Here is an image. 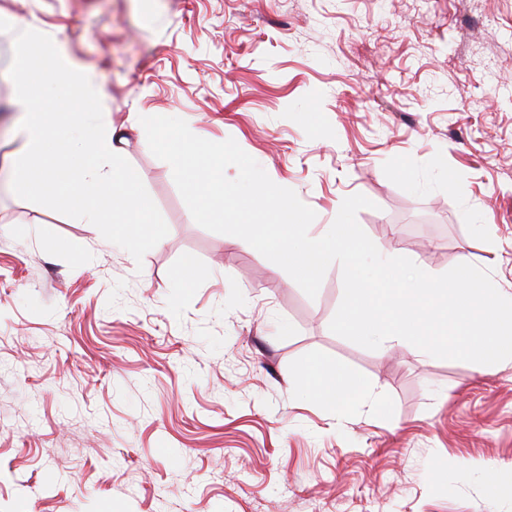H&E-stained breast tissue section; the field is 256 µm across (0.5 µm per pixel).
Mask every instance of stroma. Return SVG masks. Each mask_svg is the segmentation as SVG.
I'll list each match as a JSON object with an SVG mask.
<instances>
[{
  "instance_id": "1",
  "label": "stroma",
  "mask_w": 512,
  "mask_h": 512,
  "mask_svg": "<svg viewBox=\"0 0 512 512\" xmlns=\"http://www.w3.org/2000/svg\"><path fill=\"white\" fill-rule=\"evenodd\" d=\"M94 75L169 232L142 261L17 197L0 127V512H512V362L331 332L316 297L192 218L144 116L234 139L325 234L345 197L388 257L512 295V0H0ZM198 275L186 281L185 262ZM319 361L365 387L299 389Z\"/></svg>"
}]
</instances>
